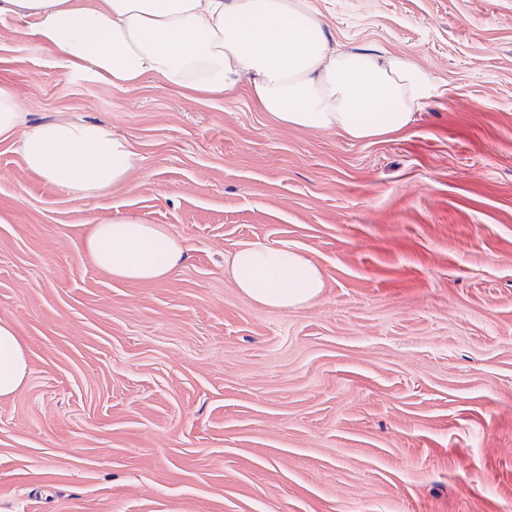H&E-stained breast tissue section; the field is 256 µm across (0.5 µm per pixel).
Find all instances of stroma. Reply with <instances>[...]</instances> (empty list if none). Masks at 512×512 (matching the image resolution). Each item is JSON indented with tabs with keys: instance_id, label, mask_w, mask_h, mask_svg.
I'll return each mask as SVG.
<instances>
[{
	"instance_id": "35a3bbf8",
	"label": "stroma",
	"mask_w": 512,
	"mask_h": 512,
	"mask_svg": "<svg viewBox=\"0 0 512 512\" xmlns=\"http://www.w3.org/2000/svg\"><path fill=\"white\" fill-rule=\"evenodd\" d=\"M307 3L345 51L434 76L408 127L115 88L0 15L28 122L99 121L140 158L75 200L0 141V320L31 366L0 399V512H512V0ZM116 216L181 238V269L96 268L82 237ZM283 242L325 276L302 309L224 271Z\"/></svg>"
}]
</instances>
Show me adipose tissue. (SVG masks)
<instances>
[{
	"label": "adipose tissue",
	"instance_id": "obj_1",
	"mask_svg": "<svg viewBox=\"0 0 512 512\" xmlns=\"http://www.w3.org/2000/svg\"><path fill=\"white\" fill-rule=\"evenodd\" d=\"M32 21L45 48L72 69L117 88L158 76L173 89L230 96L249 83L260 111L280 125L338 130L355 140L409 125L436 95L435 78L409 57L341 51L305 0H0V14ZM13 139L26 168L76 199L127 182L138 156L101 124H27L14 89L0 84V140ZM82 250L99 269L133 283H157L184 262L186 247L167 227L140 217L92 225ZM226 271L263 306L302 308L320 297L324 273L288 245L238 249ZM30 374L25 342L0 321V398Z\"/></svg>",
	"mask_w": 512,
	"mask_h": 512
}]
</instances>
